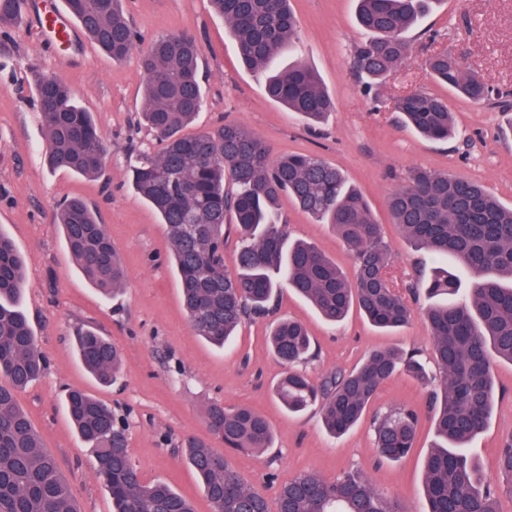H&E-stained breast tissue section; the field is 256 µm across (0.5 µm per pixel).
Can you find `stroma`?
Instances as JSON below:
<instances>
[{"instance_id": "stroma-1", "label": "stroma", "mask_w": 512, "mask_h": 512, "mask_svg": "<svg viewBox=\"0 0 512 512\" xmlns=\"http://www.w3.org/2000/svg\"><path fill=\"white\" fill-rule=\"evenodd\" d=\"M44 6L62 10L66 4L29 0L9 39H0V233L24 257L27 286L20 306L46 361L43 374L18 393L17 404L42 447L55 456L81 512H112V498L96 473L93 448L74 429L66 405L73 390L95 396L124 418L128 453L142 481L167 482L192 501L196 512H212V506L176 449L188 437L223 449L207 422L214 403L249 407L269 421V448L231 456L242 482L268 502H275L281 486L300 473L333 480L358 469L410 512H424L423 463L437 441L428 387L397 372L380 388L369 417L334 437L317 409L291 414L274 396L272 387L286 367L267 344L272 318L245 321L221 349L195 336L166 229L129 177L128 159L135 148H159L153 132L140 122L145 76L139 56L115 63L85 37L75 47L47 41L36 18ZM289 6L299 40L288 60L313 69L336 102L335 112L311 129L267 96L264 74L242 64L229 26L208 0L120 4L144 40L169 33L200 40L204 104L185 134L236 122L263 140L272 157L320 156L370 200L399 282L428 278L435 257L412 247L392 223L386 199L402 186L409 169L424 168L478 181L504 206H512V0H440L420 27L408 32L410 56L368 93L351 66L354 49L365 38L352 0H289ZM444 49L465 70L481 76L497 98L475 103L438 83L427 59ZM38 69L64 78L78 104L92 113L107 144L97 179L53 171L45 164V128L34 93ZM415 92L447 99L455 115L453 138L428 141L399 123L391 110L394 100ZM72 197L94 209L119 253L126 282L115 298H104L88 284L54 222L58 204ZM278 209L291 238L314 244L352 273L348 250L328 225L315 222L285 197ZM424 308V303L414 304L409 324L392 331L375 328L356 311L332 325L285 287L275 316L296 319L309 330L315 356L303 369L317 381L331 372L351 371L379 347L414 351L431 361ZM80 327L95 330L119 349L122 367L114 384L97 382L79 362L74 333ZM493 372L495 408L469 446L485 476L496 474L503 441L512 435V363L495 362ZM397 406L418 412L416 442L405 459L386 462L378 456L370 416Z\"/></svg>"}]
</instances>
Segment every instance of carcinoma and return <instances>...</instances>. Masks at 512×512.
I'll list each match as a JSON object with an SVG mask.
<instances>
[{
	"instance_id": "obj_1",
	"label": "carcinoma",
	"mask_w": 512,
	"mask_h": 512,
	"mask_svg": "<svg viewBox=\"0 0 512 512\" xmlns=\"http://www.w3.org/2000/svg\"><path fill=\"white\" fill-rule=\"evenodd\" d=\"M25 0H0V30L22 16ZM224 17L243 64L270 72L265 91L308 122L335 111L319 77L295 64L275 70L278 55L293 50L296 21L288 0H210ZM439 0H356V21L367 34L353 53V66L367 89L410 54L406 32ZM84 33L115 61L140 41L119 0H66ZM201 46L187 34H167L142 50L145 73L142 115L163 148L142 149L129 166L134 188L165 224L182 297L194 335L222 347L245 319L269 311L280 288L294 289L328 322L343 321L356 307L370 323L390 330L411 318L409 299L425 291V321L433 341L438 404V442L426 457L423 492L426 512H497V495L512 493V436L503 442L498 472L483 476L465 451L489 421L495 392L491 364L512 363V207L482 185L446 172L415 168L387 201L393 223L411 245L436 257L453 256L472 276L458 287V275L436 266L430 276L399 285L392 272L380 224L363 193L337 167L309 154L270 162V152L251 130L227 123L214 131L183 135L200 111ZM428 66L436 80L473 102L491 96L476 75L463 71L447 52L434 53ZM35 90L45 127L44 161L52 170L97 177L107 152L90 112L79 106L73 88L54 74H36ZM402 122L432 141L448 139L454 128L448 103L412 93L394 101ZM291 198L316 221L328 224L345 243L354 266L348 278L315 246L290 241L276 212ZM67 248L88 279L106 296L124 281L117 251L87 204L71 199L58 210ZM241 235L234 271L224 265L226 229ZM24 259L0 235V512H79L54 456L42 448L17 392L36 381L44 359L18 299L25 288ZM269 345L288 371L274 392L290 413L318 406L324 427L341 435L364 415L380 386L406 371L429 377L414 353L370 350L351 372L336 371L318 382L298 366L311 358V337L295 320L279 321ZM85 368L104 383L120 370L121 355L105 337L86 329L76 334ZM80 437L95 448L96 472L112 497L113 512H194L190 500L157 482H142L127 453V428L101 401L80 391L67 396ZM211 432L224 451L189 438L183 453L202 480L213 512H269L264 496L246 487L229 464L231 452L267 448L268 421L247 407L214 403L207 410ZM417 414L395 407L375 415L372 427L381 458L398 461L414 448ZM277 512H407L388 500L360 471L330 481L304 473L284 484Z\"/></svg>"
}]
</instances>
